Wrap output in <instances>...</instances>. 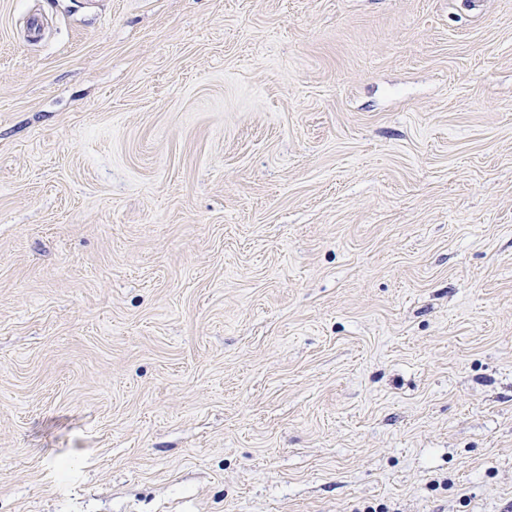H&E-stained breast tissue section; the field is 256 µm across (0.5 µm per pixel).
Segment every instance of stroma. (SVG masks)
I'll use <instances>...</instances> for the list:
<instances>
[{
  "label": "stroma",
  "instance_id": "35a3bbf8",
  "mask_svg": "<svg viewBox=\"0 0 512 512\" xmlns=\"http://www.w3.org/2000/svg\"><path fill=\"white\" fill-rule=\"evenodd\" d=\"M509 505L512 0H0V512Z\"/></svg>",
  "mask_w": 512,
  "mask_h": 512
}]
</instances>
